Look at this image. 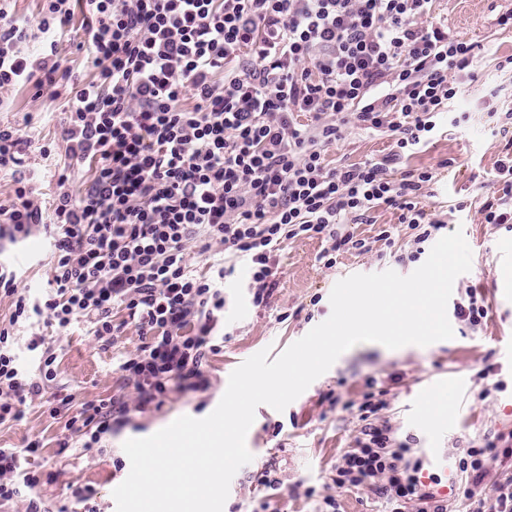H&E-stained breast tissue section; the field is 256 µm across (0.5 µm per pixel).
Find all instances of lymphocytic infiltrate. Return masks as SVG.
I'll list each match as a JSON object with an SVG mask.
<instances>
[{
  "mask_svg": "<svg viewBox=\"0 0 512 512\" xmlns=\"http://www.w3.org/2000/svg\"><path fill=\"white\" fill-rule=\"evenodd\" d=\"M83 4L94 76L67 95L64 136L71 162L90 179L74 192L59 171L49 208L38 203L23 166L25 136L0 124V172L12 195L0 203V243L41 234L53 247L41 292L19 286L0 261V425L17 421L28 399L58 376L45 337L21 341L25 323L59 329L85 323L96 339L115 334L114 310L126 312L143 343L119 371L138 406L163 404L172 388L207 389L206 367L224 330V282L231 258H244L242 281L253 305L277 286L283 243L329 241L327 267L339 251L363 248L353 224L381 206L416 230L417 243L441 229L416 200L431 170L391 171L428 144L438 119L459 126L448 108L462 91L456 73L477 63L474 44L433 23L435 0H42L37 22L0 0V88L67 80L57 40L35 55L19 44L29 24L63 31ZM391 138L382 159L334 167L327 148L345 125ZM482 210L489 224H512V139L503 148ZM203 257V269L188 247ZM37 366L29 373L23 353ZM51 416L68 411L67 435L94 448L126 414L120 397L75 403L57 394ZM41 436L23 452L0 448V505L41 483L20 457L40 453ZM512 458L503 443L461 449L457 466L466 512H512V472L485 485L488 456ZM424 459L396 440L391 426L367 424L358 448L345 453L335 482L373 487L389 512H448L424 475Z\"/></svg>",
  "mask_w": 512,
  "mask_h": 512,
  "instance_id": "1",
  "label": "lymphocytic infiltrate"
}]
</instances>
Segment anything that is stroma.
Wrapping results in <instances>:
<instances>
[{
	"instance_id": "obj_1",
	"label": "stroma",
	"mask_w": 512,
	"mask_h": 512,
	"mask_svg": "<svg viewBox=\"0 0 512 512\" xmlns=\"http://www.w3.org/2000/svg\"><path fill=\"white\" fill-rule=\"evenodd\" d=\"M512 10V0H437L436 23L447 26L459 38L480 42L474 76L465 80L452 104L467 120L460 127L441 126L427 146L403 159L400 169L427 167L435 179L423 190L420 205L430 217L441 220L443 234L462 231L472 251V267L453 286L452 302H467V289L480 293L488 308L481 325L470 327L452 320L451 341L426 347L409 345L390 350L376 342H363L344 352L331 368L316 379L284 411L261 405L246 437L252 461L241 467L230 484L223 512H318L327 498L337 499L341 512H383L385 504L371 489L337 488L336 465L341 455L357 448L363 421L360 406L368 391H385L388 405L381 419L392 426L397 440L415 449L455 450L480 447L497 434L512 432V358L503 356L497 339L512 337V224H489L481 206L491 188L495 164L506 143L499 129V112L512 108V70L498 69L499 57L512 55V28L497 25V17ZM81 17L59 41L64 67L78 79L89 78L92 69L83 45ZM26 124L28 143L25 166L34 173L36 196L41 205L52 202L54 167L41 155L49 147L63 158L64 102L36 95L33 87L0 88V124ZM389 138L351 129L326 152L330 165L358 163L389 155ZM390 231V241L380 240ZM357 237L371 243L363 254L337 252L335 267L325 266L322 238H296L286 242L276 257L278 286L266 305L256 307L229 289L233 302L224 313L228 338L220 353L211 356L207 390H173L161 407L131 409L125 424L114 427L101 449L82 452L60 448L64 416H50L46 402L54 394H74L82 403L109 396L133 400L134 389L118 371L121 358L134 354L142 339L126 313L114 311L121 332L112 345L102 346L85 325L62 331L45 328L43 336L56 348L60 372L42 396L27 402L23 417L0 425V448H22L25 438L38 434L46 446L30 467L45 478L31 492L7 504L0 512H28L37 500L43 512H116L113 490L127 470L115 467L124 458L123 443L144 438L164 428L172 419L188 415L203 418L220 402L231 372L262 349L278 356L331 313L330 293L335 283L356 273L387 269L406 276L417 269L409 255L415 251L414 234L398 222L397 210L384 206L373 212L367 224L355 225ZM7 256L25 270L24 283H40L49 267L52 248L40 236L8 247ZM493 368L500 390L486 392L483 373ZM465 377V388H454L456 377ZM439 390L434 407L421 409L418 394L427 387ZM268 470L277 489L256 479Z\"/></svg>"
}]
</instances>
